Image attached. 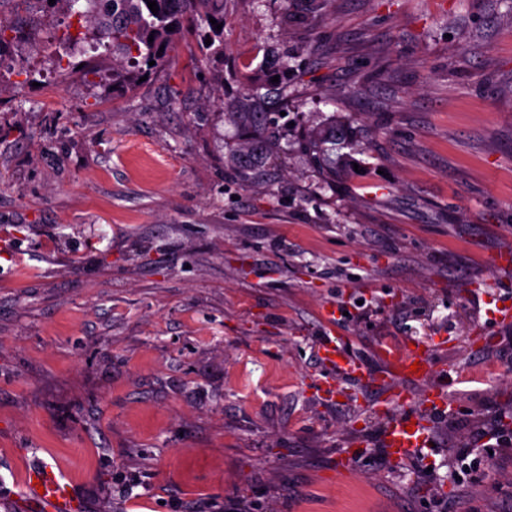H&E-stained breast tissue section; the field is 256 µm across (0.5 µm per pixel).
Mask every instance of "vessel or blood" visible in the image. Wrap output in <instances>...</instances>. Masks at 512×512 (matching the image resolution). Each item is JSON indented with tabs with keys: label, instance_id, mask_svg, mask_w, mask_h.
Listing matches in <instances>:
<instances>
[{
	"label": "vessel or blood",
	"instance_id": "obj_1",
	"mask_svg": "<svg viewBox=\"0 0 512 512\" xmlns=\"http://www.w3.org/2000/svg\"><path fill=\"white\" fill-rule=\"evenodd\" d=\"M321 350L326 369L322 389L328 395L341 392L343 378L365 374L364 364L347 352L342 337H325ZM379 354L387 365V379L419 383L428 380L431 374V351L420 340H410L400 350L388 344L381 346ZM453 409V403L442 387L428 388L419 401L405 390L391 392L381 403V412L388 417L380 438L382 448L393 461L409 459L416 449L431 445L426 416L445 414ZM18 484L20 494L0 497L8 512L83 510L77 483L60 463L37 462L22 473Z\"/></svg>",
	"mask_w": 512,
	"mask_h": 512
}]
</instances>
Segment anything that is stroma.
Masks as SVG:
<instances>
[{
  "instance_id": "stroma-1",
  "label": "stroma",
  "mask_w": 512,
  "mask_h": 512,
  "mask_svg": "<svg viewBox=\"0 0 512 512\" xmlns=\"http://www.w3.org/2000/svg\"><path fill=\"white\" fill-rule=\"evenodd\" d=\"M0 20V494L54 459L86 512H512V446L458 459L512 413V325L468 299L512 300V0H224L220 54L199 26L121 90L63 40L91 27ZM331 330L368 366L340 400ZM412 337L455 402L435 474L377 443L376 348ZM336 139H345V132L340 126L336 125V121L330 127L316 132L312 138H310L307 145L308 151L311 153L312 162L319 166L323 165L325 162V153L322 145L326 141L336 142Z\"/></svg>"
}]
</instances>
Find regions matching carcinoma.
Instances as JSON below:
<instances>
[{
    "mask_svg": "<svg viewBox=\"0 0 512 512\" xmlns=\"http://www.w3.org/2000/svg\"><path fill=\"white\" fill-rule=\"evenodd\" d=\"M155 3L159 7L156 14L146 0H55L53 9L76 16L97 30L100 47L112 51L113 76L123 88L132 81V76L124 71V63L132 62L146 71L160 67L167 61L176 37L190 24L204 23L214 36L223 34L212 26L210 19L224 23V0H155ZM151 61L155 65H149ZM336 139H345L344 130L336 124L316 132L307 145L312 162L323 165V144Z\"/></svg>",
    "mask_w": 512,
    "mask_h": 512,
    "instance_id": "1",
    "label": "carcinoma"
}]
</instances>
